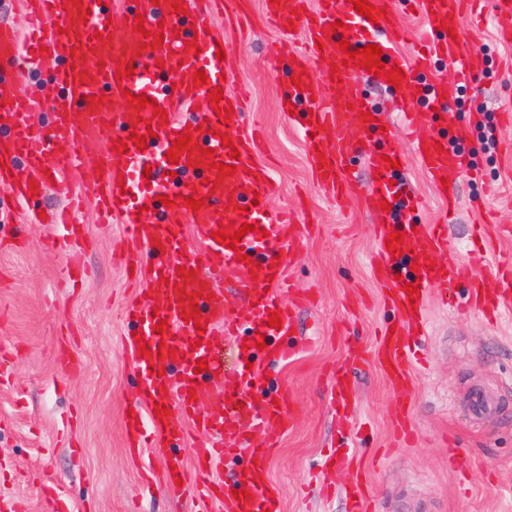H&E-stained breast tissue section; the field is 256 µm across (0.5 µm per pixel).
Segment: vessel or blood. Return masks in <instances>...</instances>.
<instances>
[{
	"instance_id": "obj_1",
	"label": "vessel or blood",
	"mask_w": 512,
	"mask_h": 512,
	"mask_svg": "<svg viewBox=\"0 0 512 512\" xmlns=\"http://www.w3.org/2000/svg\"><path fill=\"white\" fill-rule=\"evenodd\" d=\"M121 39H113L111 7L101 0H22L27 36L0 23V187L7 189L17 204L32 196H43L51 181L60 180L87 160L107 151L110 161L95 182L101 210L121 220L131 250L127 265L133 266L150 296L146 304L128 306L123 316L129 333L122 339L126 359L141 374L139 407L124 417V432L131 447L155 446L162 452L161 465L144 461L147 486L152 490L177 491L189 499L193 512H283L278 488L269 479L273 453L295 420L284 406L265 398L260 406L245 404L216 408L201 414L190 400L191 389L205 379L218 377L225 393L243 394L259 376L258 366L288 362L293 349L280 347L282 332L293 331L297 308L308 302L306 294L285 292V269L278 255L302 247L307 220L294 212L275 210L267 200L272 188L269 172L255 157L259 146L256 129L247 126L241 100L229 93L234 74L231 59L218 58L224 36L212 29L208 16L213 8L237 11L243 0H185L184 11L173 10L170 0H124ZM481 0H369L386 10L385 18L371 22L357 13L353 0H279L264 5L263 11L277 28L295 25L280 45L290 71L300 78L299 87L288 90L287 99L300 111L298 130L304 140L311 170L320 179L326 195L337 208H345L351 195L374 215V251L371 271L381 287L386 305L395 312L394 332H381L373 349L350 348L346 362L330 371L331 394L336 402L337 425L350 434L354 414L355 384L348 365L378 366L391 387L406 391L413 386L417 342L428 333L425 308L439 288L462 285L466 294L459 307L480 313L497 322L512 312V265L495 273L487 285L471 265L448 251V223L458 207L464 177L460 156L452 142H465L467 132L423 135L422 128L436 110L455 103L462 87L482 70V57L462 36H450L460 28L466 8ZM414 8L422 21L419 34H412L404 20V9ZM492 16L500 35L512 39V0H491ZM143 15L144 30L136 32L134 19ZM197 49H190V41ZM351 49L374 44L380 47L386 69L403 71L407 94L418 104L415 112L400 116L421 171L435 193L445 202V220L429 224L418 212L421 199L403 177L402 170L388 169L384 159L402 161L395 132L381 130L379 123L366 121L373 107L365 98L357 74L359 65H344L341 41ZM330 62L328 70L315 71L316 59ZM50 73L52 121L38 128L28 120L31 102L20 95L18 86L25 66ZM132 67L130 77H118L120 66ZM204 71L206 85L194 82L195 71ZM224 91L219 105L208 104L199 120L176 117L180 106L205 99L211 89ZM156 100V108L132 107L129 94ZM100 101L89 104V96ZM119 99L122 133L113 136L107 103ZM230 110L229 119L217 116V108ZM163 116H156V109ZM374 130L376 140L359 135ZM145 135V148L129 145L117 151L115 140L127 141L131 133ZM191 136L188 149L173 150L181 133ZM231 146H223V137ZM239 156H231V147ZM215 152L206 161L203 152ZM363 151L379 182L357 191L346 172L347 159ZM235 166L234 175L214 169V162ZM202 198L200 210L186 206L159 209L161 196ZM390 210H383V203ZM43 223L51 231L48 243L66 258L67 279L72 286L83 283L85 239L83 225L65 215L45 212ZM251 224L237 248L215 240L225 228L240 229ZM403 234V252L391 255L386 238ZM194 237L201 249L190 259L181 252L186 237ZM248 254L255 264L253 278L239 283L244 305L218 292L216 280L240 268L239 254ZM420 289L417 304H410L406 284ZM199 307V322L184 320L190 307ZM280 313L281 328L269 326V316ZM164 333H155L157 324ZM239 345L240 366L236 373H220L213 352L222 343ZM148 356H140L139 344ZM205 371H197L198 360ZM168 406L157 416L156 406ZM205 434L196 443L192 457L182 448L189 431ZM393 431L413 441L415 434L409 402H400ZM247 452L250 464L233 483H225L218 472L224 458ZM331 467L349 471V512H373L372 498L365 489L366 469L352 454L338 453ZM249 491L250 500L233 493Z\"/></svg>"
}]
</instances>
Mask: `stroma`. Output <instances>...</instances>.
Returning a JSON list of instances; mask_svg holds the SVG:
<instances>
[{
  "label": "stroma",
  "instance_id": "35a3bbf8",
  "mask_svg": "<svg viewBox=\"0 0 512 512\" xmlns=\"http://www.w3.org/2000/svg\"><path fill=\"white\" fill-rule=\"evenodd\" d=\"M262 0L246 14L219 15L211 23L223 31L235 54L231 91L246 90L245 119L258 122L264 136L260 163L271 171L272 207H305L314 228L303 251L285 258L286 277L315 301L297 313V338L313 346L288 363L267 371L246 392L253 403L270 394L283 397L296 418L270 466L284 512H346L349 477L336 474V494L326 498L313 480L341 435L330 404L325 372L343 362L349 345L373 348L378 330L394 312L384 304L370 275L374 219L359 204L338 213L314 180L298 130L281 110L288 92V64L279 54L282 33L262 16ZM462 34L485 57L484 71L465 88L448 125L469 127L462 156L480 170L479 180L460 187V209L448 226V245L470 261L474 225H512V125L488 130V116L512 107V72L499 68L512 57V42L500 40L493 20L464 18ZM48 74L29 69L19 85L33 110L29 121L52 120L44 96ZM494 132L495 151L482 137ZM105 156L51 185L43 198L17 206L0 191V343L10 355L9 384L0 387V497L21 498L28 512H50L35 486L40 471L56 476L73 512H190L173 493L144 490L139 457L126 446L123 419L138 398L139 375L123 356L127 332L122 312L144 295L127 281L114 255L124 246L119 222L97 220L96 200L86 195L75 216L88 235L82 288H68L64 261L47 251V227L33 223L34 212L62 207L70 190L93 182ZM463 287L427 303L429 334L419 344L416 382L407 393L394 391L377 367L352 368L357 391L353 419L360 449L379 450L371 472L375 512H512V316L487 324L456 310ZM67 348L82 363L68 371L57 359ZM490 399L485 414H474L475 393ZM409 399L417 432L409 445L394 447L390 418L397 400Z\"/></svg>",
  "mask_w": 512,
  "mask_h": 512
}]
</instances>
